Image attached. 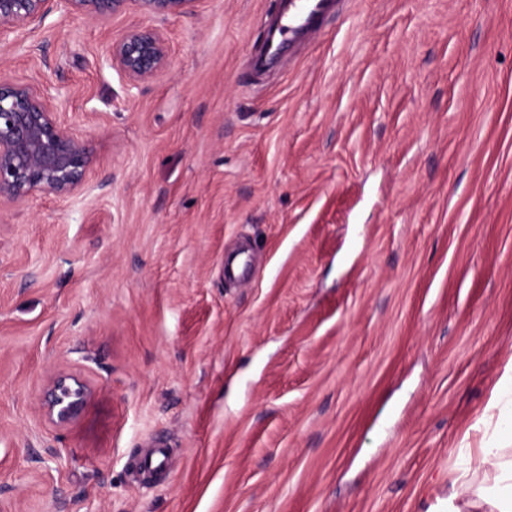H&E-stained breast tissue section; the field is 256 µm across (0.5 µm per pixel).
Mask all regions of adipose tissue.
Segmentation results:
<instances>
[{"label": "adipose tissue", "mask_w": 512, "mask_h": 512, "mask_svg": "<svg viewBox=\"0 0 512 512\" xmlns=\"http://www.w3.org/2000/svg\"><path fill=\"white\" fill-rule=\"evenodd\" d=\"M498 444L480 449L477 467L457 470L448 485L447 512H512V416Z\"/></svg>", "instance_id": "1"}]
</instances>
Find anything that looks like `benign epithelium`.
I'll list each match as a JSON object with an SVG mask.
<instances>
[{"mask_svg":"<svg viewBox=\"0 0 512 512\" xmlns=\"http://www.w3.org/2000/svg\"><path fill=\"white\" fill-rule=\"evenodd\" d=\"M132 2L145 16L164 20L192 12L197 0H0V44H17L52 12L105 23ZM106 54L111 68L133 84L153 79L169 63L167 39L152 25L129 28ZM96 164L88 141L61 117L46 87L0 75V201L23 203L38 193L71 198L90 190ZM91 393L82 379L60 375L46 387L42 411L50 422L67 425Z\"/></svg>","mask_w":512,"mask_h":512,"instance_id":"1","label":"benign epithelium"}]
</instances>
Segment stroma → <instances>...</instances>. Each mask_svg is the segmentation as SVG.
<instances>
[{"label":"stroma","instance_id":"1","mask_svg":"<svg viewBox=\"0 0 512 512\" xmlns=\"http://www.w3.org/2000/svg\"><path fill=\"white\" fill-rule=\"evenodd\" d=\"M273 0L50 13L0 71L51 85L93 188L0 203V512H441L512 359V0H344L256 77ZM249 243L254 276L226 283ZM94 390L58 426L43 391ZM168 470L137 472L155 440ZM106 54L111 68L133 84L153 79L169 63L167 39L162 29L152 25L129 28L118 41L108 46Z\"/></svg>","mask_w":512,"mask_h":512}]
</instances>
